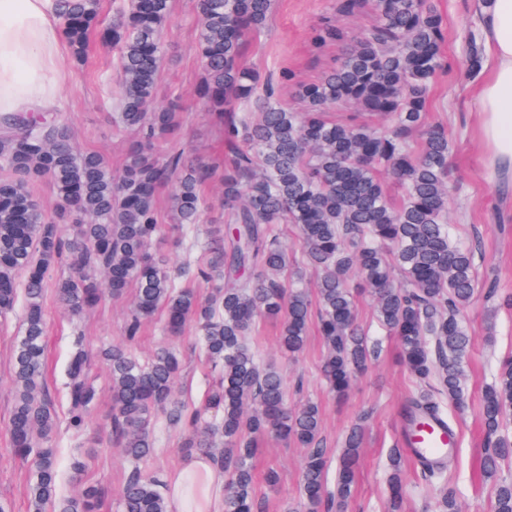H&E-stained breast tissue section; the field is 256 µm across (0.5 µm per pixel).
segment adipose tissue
Wrapping results in <instances>:
<instances>
[{
    "label": "adipose tissue",
    "instance_id": "1",
    "mask_svg": "<svg viewBox=\"0 0 512 512\" xmlns=\"http://www.w3.org/2000/svg\"><path fill=\"white\" fill-rule=\"evenodd\" d=\"M483 38L485 67L471 88L481 116L480 137L491 178L512 175V0H473ZM67 50L56 0H0V115L51 113L66 79L60 61ZM206 479L199 512H224L217 467L205 455L186 459L170 478L168 512H191L183 479Z\"/></svg>",
    "mask_w": 512,
    "mask_h": 512
}]
</instances>
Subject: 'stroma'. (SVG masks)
Segmentation results:
<instances>
[{"instance_id": "stroma-1", "label": "stroma", "mask_w": 512, "mask_h": 512, "mask_svg": "<svg viewBox=\"0 0 512 512\" xmlns=\"http://www.w3.org/2000/svg\"><path fill=\"white\" fill-rule=\"evenodd\" d=\"M197 0H174V20L165 32L166 59L159 77L155 105L162 106L180 98L187 112L184 146L190 153L215 160L224 151L218 127L196 104L194 87L200 71L196 51L198 37ZM447 24L444 70L433 90L430 111L444 124L449 135L448 163L451 169V196L448 222L461 240L479 239L474 256L479 279L495 280L498 297L486 301L476 295L466 316L473 345L465 363L467 378L463 401L454 416L457 438V464L449 478L429 480L413 459H406V501L402 512H434L441 490L455 489L462 512H491L489 488L479 469L483 432L478 419L481 392L490 382L498 359L512 354V186H501L488 177L485 148L478 136L479 115L471 107L469 92L475 80L467 69L463 47V28L473 21L471 0H436ZM337 0H273L267 29L251 37L248 62L262 75L290 71L292 82L279 88L281 104L301 111L295 92L296 83L322 79L335 68L345 51L338 43L323 48L312 43V32L324 18L337 17L349 33L371 27L376 14L365 7L352 16H337ZM88 66L78 67L71 57L61 66L70 78L58 90V106L70 125L76 147L105 156L113 172H120L132 135L116 127L107 106V90L100 75L112 63V54L93 47ZM133 296L125 294L108 300L94 312L74 318L56 301L47 300L48 388L60 426L55 446L59 452V492L74 494L77 485L69 479L74 460L85 464V480L105 491L101 512H119V500L131 465L121 448L104 435L86 432L74 435L67 421L65 364L75 330H82L85 343L99 351L124 343V327ZM23 320L22 307L0 317V502L10 512H26V483L29 463L17 458L11 447L9 423L14 405L12 384V345ZM249 342L259 351L261 363H274L288 377L290 400L308 398L318 403L322 417V436L327 447L338 448L346 431L355 422L364 426L361 462L346 512H386L389 453L400 447L403 437L401 405L420 390L399 361L396 342L385 338L384 352L372 369L353 385L349 394L336 398L323 383L319 364L324 347L320 336L310 334L303 352L294 359L278 348V327L261 322ZM175 344L184 362L176 383L179 397L188 403H200L213 375L193 332L180 339L166 336L160 322L148 323L144 333L131 346L140 358H148L157 348ZM155 453L149 460L151 470L170 477L188 458L182 448L180 429L157 420L153 428ZM303 448L273 436L259 438L254 458L257 496L265 512H287L299 497L300 462ZM279 472L276 487H268L264 475L268 469Z\"/></svg>"}]
</instances>
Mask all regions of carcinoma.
<instances>
[{
	"label": "carcinoma",
	"instance_id": "obj_1",
	"mask_svg": "<svg viewBox=\"0 0 512 512\" xmlns=\"http://www.w3.org/2000/svg\"><path fill=\"white\" fill-rule=\"evenodd\" d=\"M377 22L360 33L339 66L320 81L297 84L300 112L281 106L272 81L243 58L247 37L263 30L272 0H198L201 73L194 96L222 127L228 153L217 165L159 143L176 141L180 105L148 110L165 55L163 35L173 21L171 0H113L112 21L101 0H62L60 26L78 64L91 42L117 50V94L109 98L113 122L135 130L120 174L96 152L77 151L69 125L29 113L0 121V316L23 301L21 335L12 348L14 408L9 434L15 455L31 463L27 512H99L103 488L82 482L73 461L74 496L58 493L54 444L58 418L45 386V303L49 294L80 315L135 288L125 339L144 323L163 318L168 336L195 327L205 361L219 379L200 407L179 398L174 385L182 361L160 348L143 361L123 345L100 352L110 371L111 414L104 425L132 467L121 512H168L165 483L142 464L154 451L153 420L164 416L187 431L182 447L208 455L224 476V512H259L253 458L257 437L274 434L305 448L300 499L288 512H344L355 479L363 428L350 427L336 449V491H327L328 450L319 406L288 404L282 373L261 364L247 342L258 321L280 322L279 347L291 357L304 348L316 322L326 354L321 371L342 398L379 358L382 347L358 321L353 291L366 290L384 335L398 341L406 370L425 389L401 409L404 437L426 418H446L443 400L461 403L464 363L472 337L466 321L478 286L473 247L451 240L448 224V131L427 121L432 86L441 68L445 27L432 0H372ZM345 40L329 21L314 43ZM470 69L482 67L480 34L466 31ZM348 101L391 125L336 123L326 112ZM403 190L394 202L379 172ZM45 180L56 205L46 211L30 191ZM218 181L222 228L201 258L187 252L172 269L150 249L163 223L159 193L169 190L171 215L184 237L196 238L210 207L203 187ZM295 224L305 264L319 272L314 290L286 278L289 259L282 225ZM68 260L70 272L53 277ZM24 276L18 280V276ZM204 283L199 295L195 283ZM84 338L73 337L65 368L68 428L80 434L101 399L89 373ZM478 415L485 433L484 477L492 480V512H512V481L497 478L512 460V355L497 366L482 392ZM403 449L390 453L389 510L405 497ZM448 458L430 465L444 475Z\"/></svg>",
	"mask_w": 512,
	"mask_h": 512
}]
</instances>
